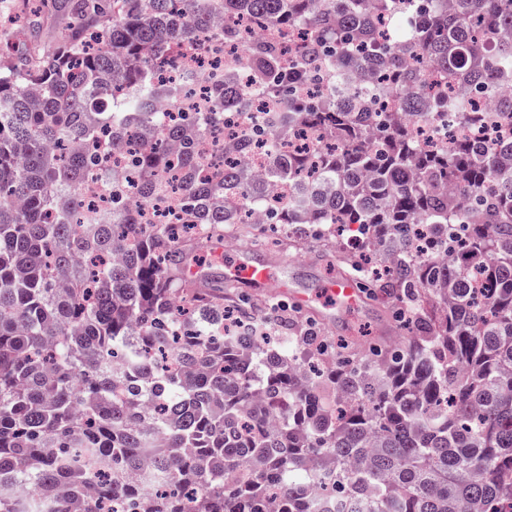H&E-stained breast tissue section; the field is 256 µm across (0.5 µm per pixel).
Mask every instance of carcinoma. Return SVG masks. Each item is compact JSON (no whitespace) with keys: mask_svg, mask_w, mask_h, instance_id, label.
<instances>
[{"mask_svg":"<svg viewBox=\"0 0 512 512\" xmlns=\"http://www.w3.org/2000/svg\"><path fill=\"white\" fill-rule=\"evenodd\" d=\"M73 27L39 57L0 60V512H503L512 505V135L421 147L432 112L512 126V96L475 112L445 78L478 89L512 69V0H63ZM299 22L290 56L260 39L244 90L218 82L211 111H157L160 64L216 17ZM325 64L386 65L396 104L360 120L334 95L305 98ZM439 76L426 94L427 74ZM120 83L110 97L105 88ZM259 95L262 179L208 145ZM310 155L283 154L299 125ZM112 151L152 133L127 197L73 224L100 131ZM270 224L341 249L413 336L362 325L336 351L284 315L256 317L224 286L189 280L186 243ZM174 196L188 224L145 212ZM428 229L432 250L415 236ZM481 288H472L473 277Z\"/></svg>","mask_w":512,"mask_h":512,"instance_id":"carcinoma-1","label":"carcinoma"}]
</instances>
